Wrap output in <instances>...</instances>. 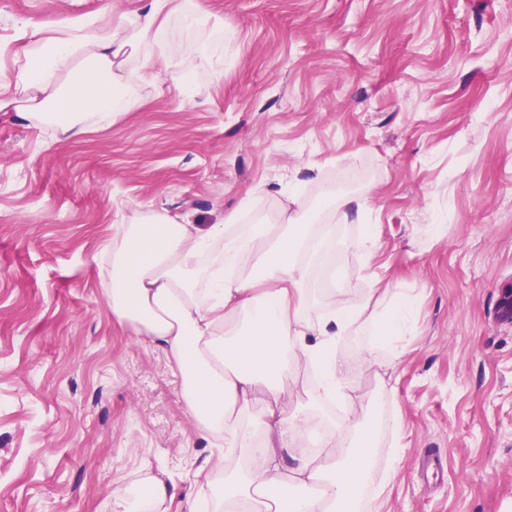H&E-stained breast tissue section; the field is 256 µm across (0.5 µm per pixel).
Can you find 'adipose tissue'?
Instances as JSON below:
<instances>
[{
  "label": "adipose tissue",
  "mask_w": 512,
  "mask_h": 512,
  "mask_svg": "<svg viewBox=\"0 0 512 512\" xmlns=\"http://www.w3.org/2000/svg\"><path fill=\"white\" fill-rule=\"evenodd\" d=\"M181 0H135L117 23L86 14L53 29L25 28L33 51L18 62L13 80L0 84V112L48 124L74 138L133 105L130 90L157 66L175 85L186 81L167 55L163 32ZM334 230L289 213L283 231L258 225L247 233L207 228L152 204L122 225L101 266L113 319L160 347L182 374L180 395L203 439L223 437L231 454L255 466L224 473L226 508L246 512H352V501L372 471L365 449L372 433L348 412L323 435L312 457L289 458L288 449L308 422L285 419L279 376L297 362L316 371L325 393L347 396L350 366L336 343L360 310L342 303L321 320L301 315L307 300L308 256L315 239ZM247 323L233 336L224 327L238 315ZM268 398L251 404L256 385ZM268 443L253 444L257 430ZM146 494L131 500L127 486L112 490L116 512H166L175 492L148 475Z\"/></svg>",
  "instance_id": "adipose-tissue-1"
}]
</instances>
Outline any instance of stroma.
Listing matches in <instances>:
<instances>
[{
	"instance_id": "1",
	"label": "stroma",
	"mask_w": 512,
	"mask_h": 512,
	"mask_svg": "<svg viewBox=\"0 0 512 512\" xmlns=\"http://www.w3.org/2000/svg\"><path fill=\"white\" fill-rule=\"evenodd\" d=\"M122 12L128 0H0V75L26 23ZM136 105L76 138L0 112V512H114L112 487L165 473L170 512H224V449L200 437L181 376L112 318L98 263L123 219L155 202L207 227L282 222L288 192L334 224L331 287L306 315L362 306L338 344L372 449L369 512H512V0H185ZM344 189L363 210L325 204ZM234 224V231L242 226ZM370 231L372 259L350 246ZM408 331L375 337L390 303ZM303 365L287 416L322 426ZM212 465L208 479L196 470Z\"/></svg>"
}]
</instances>
